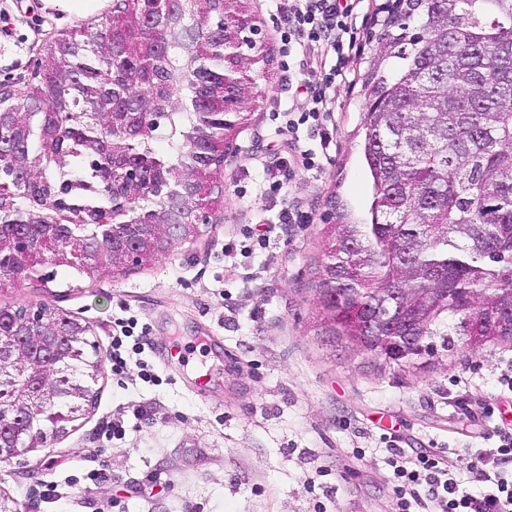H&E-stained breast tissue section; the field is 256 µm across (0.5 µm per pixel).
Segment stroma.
<instances>
[{"label": "stroma", "mask_w": 512, "mask_h": 512, "mask_svg": "<svg viewBox=\"0 0 512 512\" xmlns=\"http://www.w3.org/2000/svg\"><path fill=\"white\" fill-rule=\"evenodd\" d=\"M381 0H360L346 78L333 89L326 126L333 136L319 168L278 171L284 196L259 197L257 183L274 160L291 154L283 112L289 83L316 84L299 72L283 31L281 0H248L264 51L252 52L247 122L224 157L223 205L198 239L127 275L81 278L48 265L39 279L0 290V305L48 300L93 330L102 359L112 354L117 319L136 318L152 344L127 376L103 367L95 408L84 411L47 447L0 462V496L19 512H394L387 439L404 448H477L512 426V398L496 379L512 358V340L472 353L458 347L421 365L394 364L326 334L318 312L319 268L329 197L358 222H369L359 102L353 90ZM113 0L80 14L69 0H0V80L25 91L44 40L85 28ZM308 213L307 224H282V202ZM266 225L270 242L249 238ZM235 241L232 254L224 245ZM203 339L204 354L182 363L170 337ZM211 368L199 387L194 371ZM500 403L488 417L483 407ZM121 421L126 434L112 435ZM365 449L363 459L352 451ZM324 472V495L305 480ZM57 486L59 496L46 495ZM323 510H315V503Z\"/></svg>", "instance_id": "stroma-1"}]
</instances>
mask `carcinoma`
I'll return each instance as SVG.
<instances>
[{"instance_id": "1", "label": "carcinoma", "mask_w": 512, "mask_h": 512, "mask_svg": "<svg viewBox=\"0 0 512 512\" xmlns=\"http://www.w3.org/2000/svg\"><path fill=\"white\" fill-rule=\"evenodd\" d=\"M379 4L359 75L371 222L336 216L323 240L319 302L330 336L394 362L441 348L512 339V0H393ZM245 0H134L95 34L41 49L29 90L0 99V289L50 264L93 278L128 270L112 250L115 222L141 225L140 264L174 252L169 199L221 206L213 171L244 120L248 65L219 46L237 40ZM184 38L150 31L180 30ZM237 73L239 82H225ZM165 130L167 150L153 143ZM138 171L147 196L129 193ZM44 329L69 337L66 390L19 423L38 448L96 402L101 371L90 327L43 302ZM27 309L0 306V336ZM376 336H422L388 351Z\"/></svg>"}]
</instances>
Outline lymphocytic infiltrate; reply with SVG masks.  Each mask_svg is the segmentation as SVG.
Wrapping results in <instances>:
<instances>
[{
	"instance_id": "obj_1",
	"label": "lymphocytic infiltrate",
	"mask_w": 512,
	"mask_h": 512,
	"mask_svg": "<svg viewBox=\"0 0 512 512\" xmlns=\"http://www.w3.org/2000/svg\"><path fill=\"white\" fill-rule=\"evenodd\" d=\"M356 0H288L283 8L284 41L294 49L300 67L318 59L325 71L322 84L306 85L310 108L289 105L288 132L307 130L319 136L321 147L330 144L322 131L325 114L331 112L330 91L344 79L345 36L354 19ZM135 318L120 322L112 338V373H128L127 353H143L149 339L135 335ZM386 463L396 496L395 512H512V430H500L492 446L467 448V478H458L448 448L406 450L391 445Z\"/></svg>"
}]
</instances>
